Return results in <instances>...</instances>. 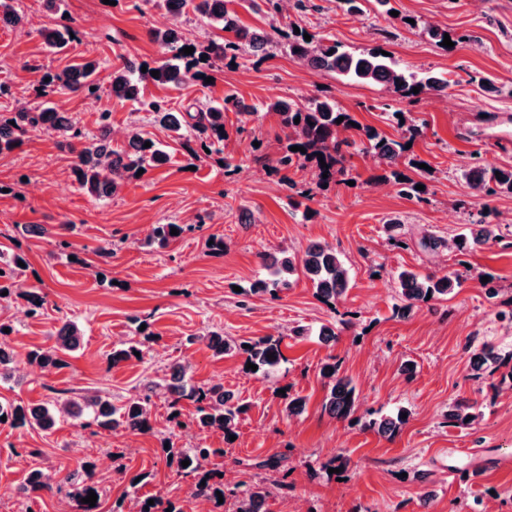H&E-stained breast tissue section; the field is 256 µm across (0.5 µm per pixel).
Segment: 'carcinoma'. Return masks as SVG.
I'll list each match as a JSON object with an SVG mask.
<instances>
[{
    "instance_id": "obj_1",
    "label": "carcinoma",
    "mask_w": 512,
    "mask_h": 512,
    "mask_svg": "<svg viewBox=\"0 0 512 512\" xmlns=\"http://www.w3.org/2000/svg\"><path fill=\"white\" fill-rule=\"evenodd\" d=\"M167 12L179 18L187 9H192L208 17L212 24L224 32L233 34L231 39L211 40L205 45H193L174 28L158 29L150 32L153 41L173 53L177 64L161 63L141 71L142 64L126 61L115 67L107 75L106 82L112 97L119 100L139 103L141 111L150 113L154 121L177 134V139L187 149L189 156L197 160L206 152H218L227 140L224 126V112L241 111V102L234 96L224 98L218 106L209 105L199 109L196 114L186 113L189 121L182 122L181 113L173 112L159 100L143 98L142 84L150 80L160 84L180 86L189 80L203 81L209 71L218 62L233 61L239 55L247 53L261 61L268 57L273 47L274 38L288 39L294 56L304 61L313 69L333 73L343 81L366 82L377 84L391 90L399 99H413L420 92H433L443 95L448 90V79L435 73H417L399 66L392 57L382 54L380 46L363 53L353 54L336 42L329 44L322 39L311 38L307 41L304 34L294 33V25L283 28L274 26L271 32L264 33L250 30L239 23L236 12L229 8L230 0H157ZM194 47V52L182 53L185 47ZM159 71V77L152 76L151 71ZM99 63L88 60L69 66L59 72L45 73L42 85L71 92L93 94L91 88L99 87L96 76ZM269 112L279 115L281 126L288 141V147L276 160L278 170L292 166L312 163L316 167L319 185L329 182L350 181L348 158L350 149L357 141L367 143L365 149L370 151L383 167L384 174L373 177L375 181L394 180L405 197L420 196L422 191L416 189L418 182L400 170L399 165L408 151L406 145L420 135L421 126L411 121L401 122L397 114L401 110L385 103L383 109L392 118V122L402 130L401 140L389 139L371 127L352 125L356 118L339 107L333 97L316 99L309 103L295 100L276 99L266 104ZM344 117L341 123L336 119ZM299 123H294L295 118ZM98 133L90 136L73 120L52 108L27 109L0 115V151L11 149L19 142V135L51 130L61 133L70 151L74 154L72 172L79 186L92 196H107L116 190L119 181L129 175H135L148 166H159L167 161L166 154L156 143L141 130L131 132V139L125 150H114L111 146V113L103 111L98 116ZM151 146L144 147L145 143ZM301 146L305 152L293 151L291 147ZM324 159L326 166H321L319 159ZM469 187L479 196L491 198L501 193H512V166L486 167L476 164L469 178ZM497 225L478 224V230L459 235L456 247L460 251L472 252L476 248L497 240ZM281 258L267 265L270 275L256 282L253 292L268 293L272 296L290 286V278L299 274L308 278L316 289V295L327 304H334L346 292L350 275L336 249L325 244H311L301 256L280 251ZM402 305L395 306L396 314H408L414 307L427 304L452 293L458 285L457 278L450 274L443 276L422 275L416 271L403 269L398 273ZM56 346L44 351H31L27 354L30 363L38 364L49 371L64 365L63 356L79 348V328L72 322L64 323L55 333ZM207 347L216 355L235 353L240 346L235 341L223 337L218 332L206 336ZM281 338L261 337L245 349L247 362L258 366V371L265 372L275 367L282 359ZM274 355L269 359L268 355ZM503 362L501 355L489 346L482 347L470 357V364L476 374L488 373L492 376ZM19 360L10 348L0 347V382L9 378L17 369ZM172 378L178 385L172 387L176 398L172 405L182 399H189L195 404L193 423L201 430L220 431L224 436L234 434L239 416L244 406L236 404L232 396L221 385L195 387L184 384L186 366L176 363L171 366ZM322 376L328 380L329 394L324 407L338 419L348 418L356 408L357 395L350 379L339 375L337 362H328L322 367ZM157 384L149 382L142 386L132 398L117 406L106 397L95 396L78 402L72 398L57 400L47 407L45 405L23 406L0 404V417L6 416V422L15 428H39L52 430L58 421L65 417L78 418L87 414L88 421L82 426L89 428L115 429L122 426L131 431H145L149 428V404L155 394ZM404 411L388 417L372 419L368 428L379 435L393 436L406 423L402 419ZM166 463L189 461L186 467L178 469L186 474H200L194 485V493L210 500L217 493L224 492V485L214 481L212 473L205 471V464L210 456L217 453L215 448H167ZM89 461L82 460L70 471L64 482L69 487L68 506L70 512H97L98 506L81 502L94 491L102 497L99 483L94 472L85 468ZM52 476L42 468L29 471L26 483L20 488V494L31 504L36 501V494L49 487ZM236 512H263L268 491L258 485H249L233 493Z\"/></svg>"
}]
</instances>
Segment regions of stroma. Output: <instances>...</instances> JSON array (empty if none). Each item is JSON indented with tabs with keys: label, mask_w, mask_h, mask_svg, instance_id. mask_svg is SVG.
Returning a JSON list of instances; mask_svg holds the SVG:
<instances>
[{
	"label": "stroma",
	"mask_w": 512,
	"mask_h": 512,
	"mask_svg": "<svg viewBox=\"0 0 512 512\" xmlns=\"http://www.w3.org/2000/svg\"><path fill=\"white\" fill-rule=\"evenodd\" d=\"M15 7L23 26L0 24V82L7 87L0 114L51 107L93 133L107 109L113 149L125 148L137 126L169 161L97 198L72 177L74 156L57 133H28L0 153V252L27 261L9 299L0 300V325L9 329L4 341L22 356L53 346L63 322H75L82 336L64 368L19 364L14 380L0 383V401L47 405L70 395H106L119 405L143 384L158 385L146 432L120 427L92 435L72 420L47 433L0 424V512H24L18 489L32 467L66 472L84 457L97 466L100 512L119 504L130 512L136 500L151 497L171 501L177 512H199L197 477L166 464L167 440L179 448L215 449L208 470L220 474L228 491L265 485L268 512H512V322L503 317L512 310V195H474L462 177L476 155L491 167L512 166V151L496 147L512 137V0H390L385 7L365 0L354 14L337 0H288L285 22L349 52L380 45L412 71L446 73L447 95L400 101L376 84H343L304 66L282 41L264 61L244 55L236 67L218 65L208 83H145V97L175 112L228 94L250 108L247 116L225 112L223 157L196 162L132 103L103 90L89 96L46 91L38 83L40 72L89 59L106 72L125 60L151 66L168 60L169 52L149 36L174 22L165 9L154 0H59L54 12L43 0H16ZM63 25L74 38L64 52H52L39 32ZM431 26L447 29L455 46L432 41ZM325 95L391 138L399 130L382 104L426 120L407 151L430 168L413 174L427 187L424 200L377 181L378 162L362 147L349 159L350 186H316L309 167L275 171L285 134L264 103ZM308 188L313 196L306 199L301 192ZM480 214L498 225V241L464 255L421 247L425 234L452 239ZM393 218L404 224L397 244L385 230ZM30 224L42 226L43 234L27 232ZM156 224H178L183 232L167 246L147 245ZM213 236L223 239V253L207 247ZM316 242L335 248L350 270L336 306L319 300L304 278L276 297L254 292L269 254H297ZM104 247L109 255H101ZM410 268L438 276L460 270L465 278L448 297L402 318L393 313L395 274ZM488 274L498 290L492 299L481 285ZM32 290L43 296L42 307L28 302ZM324 324L334 326L335 341L291 334L301 325ZM212 331L239 343L282 337L283 359L270 376L252 373L245 353L214 355L203 340ZM137 342L142 359L110 366L114 348ZM485 345L505 362L494 376L478 377L470 356ZM332 356L358 394V408L345 420L323 408L328 385L320 369ZM406 361L414 366L409 377L400 372ZM175 363L188 366L194 384L223 385L246 404L234 441L191 426L192 402L172 406L164 382ZM287 395L305 399L300 415L287 416ZM457 402L472 405L473 426L449 421ZM401 407L410 417L395 436L367 429L369 420ZM278 453L286 456L280 470L262 467ZM338 454L348 464L335 476L322 464ZM281 480L289 485L284 495L277 489Z\"/></svg>",
	"instance_id": "stroma-1"
}]
</instances>
